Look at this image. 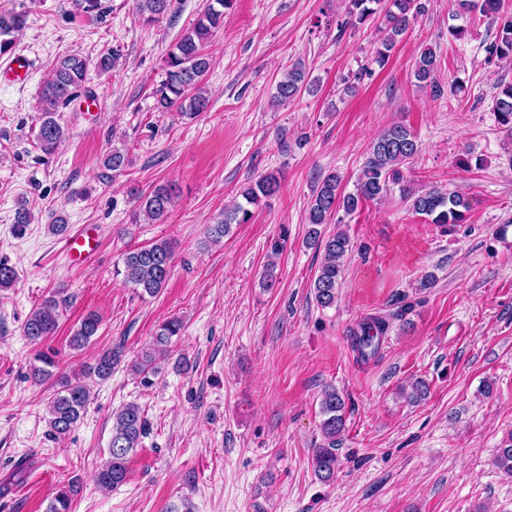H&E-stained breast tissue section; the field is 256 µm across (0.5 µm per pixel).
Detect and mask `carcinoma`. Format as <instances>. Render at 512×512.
Wrapping results in <instances>:
<instances>
[{
  "instance_id": "cac0c4a2",
  "label": "carcinoma",
  "mask_w": 512,
  "mask_h": 512,
  "mask_svg": "<svg viewBox=\"0 0 512 512\" xmlns=\"http://www.w3.org/2000/svg\"><path fill=\"white\" fill-rule=\"evenodd\" d=\"M387 2L384 11L387 35L376 50L377 61L385 62L399 38L409 29L412 21L426 11L425 0H349L346 23H366L377 14L378 5ZM173 0H137V11L143 21L152 24L159 21L172 8ZM235 0H209L194 25L188 29L168 52L166 78L156 86L153 94L157 108L164 112L180 111L194 119L207 109V99L201 86L212 65V58L205 54L209 41L224 28V16L233 9ZM467 11H477L485 17L498 18L503 8L502 0H459ZM24 25L20 13H0V56L13 53L17 35ZM487 61L512 57V17H503L496 39L486 46ZM437 54L431 47L423 48L415 60V77L423 89L435 97L444 94L436 73ZM89 62L75 54H62L56 59L54 68L44 82L39 102L40 124L37 141L42 151L49 155L65 138L64 128L56 118L59 109L84 89L88 79ZM313 91L306 67L294 64L276 85V98L291 101L303 92ZM492 110L498 122L512 134V84L504 85L494 96ZM420 152L416 136L404 125L394 124L383 130L372 142L355 191L340 190L341 178L331 172L315 190L309 204L306 242L323 252L324 258L312 283L317 304L328 308L336 303L338 289L344 270V260L352 251L351 239L344 231H336L327 237L322 226L333 221L338 213H354L363 203L383 198L398 187L409 208L426 216L430 223L444 228L450 224L466 221L469 202L463 194L450 189L430 188L418 190L407 180L402 167L410 163ZM129 164L126 152L114 148L106 155L103 166L117 175ZM279 178L271 173L240 191L241 200L224 209V216L207 229L208 242L219 243L229 235L235 224H248L254 210L266 199L279 192ZM139 210L152 224L165 222L173 207V192L167 185H157L150 192H139L136 196ZM174 247L166 239L135 248L123 256L122 267L115 269L124 284L139 291V295L158 296L166 287L172 273ZM17 272L10 260L0 257V288H9L15 282ZM60 302L49 296L29 315L23 326V334L32 342H41L53 335L59 324ZM101 318L95 312L86 314L73 329L69 347L83 349L98 334ZM183 322L170 317L160 322L152 341L134 364L140 374L157 372L156 360L172 352L182 335ZM388 332V323L380 318H368L352 330V348L361 359L368 360L379 354L382 340ZM58 352L52 348L39 350L30 365V375L37 382L54 381L55 390L48 402V425L50 431L60 437L67 435L81 420L90 399L88 379L107 380L121 363L122 351L113 348L99 353L93 362L78 374H57ZM430 393L429 384L422 378L413 379L402 388L405 399L416 404ZM345 402L333 387L321 393L320 410L323 420L320 430L323 444L314 449L312 465L315 474L322 480H330L338 463L337 440L345 426ZM112 437L109 458L99 467L96 480L105 490L123 483L127 475L129 454L138 447L146 434L147 420L144 410L137 404H126L112 415ZM493 465L499 471L512 476V438L497 449ZM77 487L69 484L60 488L50 500L46 512H70L72 497Z\"/></svg>"
}]
</instances>
